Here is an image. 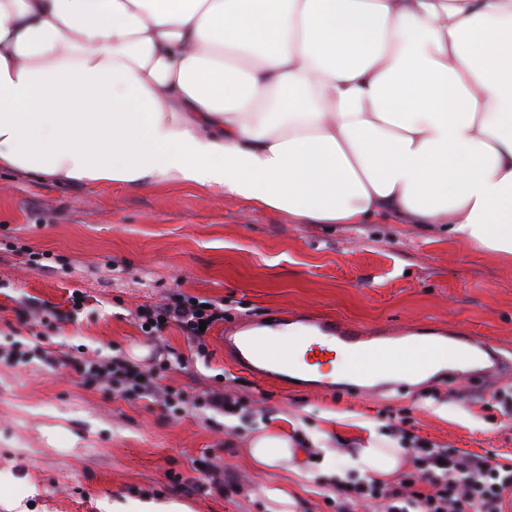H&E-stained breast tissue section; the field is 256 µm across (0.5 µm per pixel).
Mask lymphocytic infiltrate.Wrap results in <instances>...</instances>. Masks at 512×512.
Segmentation results:
<instances>
[{"label": "lymphocytic infiltrate", "instance_id": "lymphocytic-infiltrate-1", "mask_svg": "<svg viewBox=\"0 0 512 512\" xmlns=\"http://www.w3.org/2000/svg\"><path fill=\"white\" fill-rule=\"evenodd\" d=\"M149 333L176 322L194 338H201V324L223 320L224 313L204 307L202 301L187 298L171 306H159L141 313ZM83 375L95 382L122 379V395L128 399H151L158 391L149 375L121 361L88 359ZM404 447L415 460V472L389 485L376 479L344 484L336 488V512H354L360 503L373 502L379 512H503L502 492L512 487V466H500L488 459L445 448H433L419 438L405 437Z\"/></svg>", "mask_w": 512, "mask_h": 512}]
</instances>
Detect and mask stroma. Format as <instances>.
I'll list each match as a JSON object with an SVG mask.
<instances>
[{
    "label": "stroma",
    "instance_id": "stroma-1",
    "mask_svg": "<svg viewBox=\"0 0 512 512\" xmlns=\"http://www.w3.org/2000/svg\"><path fill=\"white\" fill-rule=\"evenodd\" d=\"M193 297L223 309L203 340L140 310ZM462 332L512 358V259L441 224H319L179 183L59 184L0 172V512H336L354 449L396 429L512 465V378H429L387 392L260 383L218 336L275 315ZM150 372L163 405L86 383L88 358ZM180 356L184 365L161 366ZM238 400L203 406L207 393ZM291 435L297 464L258 469L249 439Z\"/></svg>",
    "mask_w": 512,
    "mask_h": 512
}]
</instances>
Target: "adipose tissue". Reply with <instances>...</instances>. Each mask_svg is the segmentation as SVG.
Segmentation results:
<instances>
[{"label": "adipose tissue", "mask_w": 512, "mask_h": 512, "mask_svg": "<svg viewBox=\"0 0 512 512\" xmlns=\"http://www.w3.org/2000/svg\"><path fill=\"white\" fill-rule=\"evenodd\" d=\"M177 182L512 257V0H0V171ZM260 468L293 440L249 442ZM351 463L394 474L379 440Z\"/></svg>", "instance_id": "1"}]
</instances>
